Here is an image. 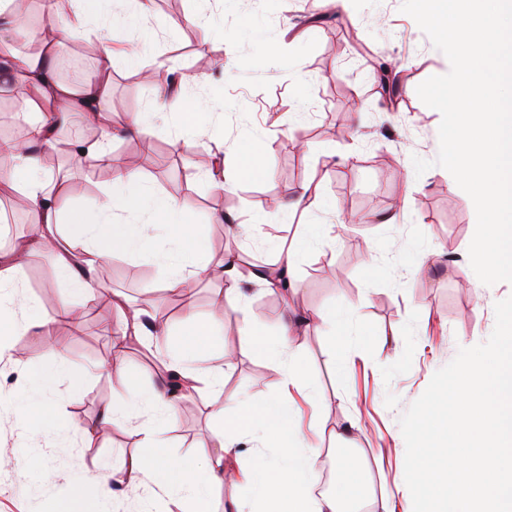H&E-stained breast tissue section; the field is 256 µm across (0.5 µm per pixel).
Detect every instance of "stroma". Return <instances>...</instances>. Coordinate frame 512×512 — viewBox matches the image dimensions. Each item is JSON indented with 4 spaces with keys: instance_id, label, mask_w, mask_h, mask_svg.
<instances>
[{
    "instance_id": "35a3bbf8",
    "label": "stroma",
    "mask_w": 512,
    "mask_h": 512,
    "mask_svg": "<svg viewBox=\"0 0 512 512\" xmlns=\"http://www.w3.org/2000/svg\"><path fill=\"white\" fill-rule=\"evenodd\" d=\"M402 2L339 0L327 11L322 0H154L144 21L118 27L112 143L140 164L142 189L176 199L184 220L200 225L196 246L212 272L198 279L187 308L161 287L152 253L113 258L102 291L82 302L81 324L56 323L67 376L47 397L29 400L25 420L13 409L16 394L40 385L36 366L47 355L37 327L16 328L22 310L12 304V316L0 318V335L16 343L24 360L0 361V458L26 460L29 472L23 478L0 470V512H57L75 475L137 453L144 414L90 441L77 432L45 436L35 423L47 415L91 423L111 406L112 379L97 365L111 352L113 329L122 319L116 303L136 306L149 285L156 313L176 335L187 313L203 318L223 308L204 355L223 367L225 392L251 403L288 394L268 358L247 343L246 326L274 336L287 309L300 316L345 313L348 344L312 328L296 337L293 349L318 395L288 396L309 442L351 449L373 497L400 500L406 451L400 417L459 348L488 339L495 303L512 296V283L485 285L470 266L476 214L466 197L432 169L408 179L389 176L412 157H437L441 115L419 99L417 87L450 70L445 54L402 12ZM317 14L321 22L312 23ZM197 16L205 26L194 24ZM376 59L388 68L391 92L381 89ZM150 69L166 78L189 74L194 81L187 95L210 98L204 121L223 139L221 164L230 189L212 187L206 175L211 154L202 146L181 150L177 128L160 125L143 137L126 133L127 116L155 101V84L140 79ZM248 132L258 136L271 171L239 181ZM44 166L60 171L61 193L86 216L112 183L111 170L101 163L69 166L62 155L49 154ZM304 189L308 200L289 213L288 204ZM349 206L399 215L392 224H354L341 217ZM258 215L264 222L249 234L232 232L227 223L232 217L245 224ZM282 245L297 248L288 295L252 284L242 303L225 300L215 271L226 254L274 268ZM22 293L46 309L68 300L46 251L28 254ZM123 360L129 383L144 388L167 358L150 341L132 338ZM212 400L206 392L182 400L167 433L169 454L204 463L220 428ZM353 418L360 431L344 434Z\"/></svg>"
}]
</instances>
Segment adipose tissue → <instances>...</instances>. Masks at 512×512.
<instances>
[{
    "mask_svg": "<svg viewBox=\"0 0 512 512\" xmlns=\"http://www.w3.org/2000/svg\"><path fill=\"white\" fill-rule=\"evenodd\" d=\"M153 0H72L73 7L61 24H49L40 31H31L22 19L19 0H0V91L11 88L14 77H22L32 95L17 102L19 116L30 125L29 138L23 142L1 141L0 155L10 166L0 171V185L13 190L27 202L31 222L37 231L29 243L10 253H0V294L11 293L24 279L25 259L34 248L51 252L62 283L69 288L72 303L60 304L51 310H35L32 325L41 330L44 346L52 361L49 379H60L65 370L66 354L52 334L53 325L61 319L79 321L82 310L76 297L97 293L101 267L120 254L155 252L164 288L191 296V281L205 271L206 265L197 251L183 249L178 262H171L166 252L157 250L155 230L160 220H167L182 241L197 238L199 228L179 220V205L171 198L148 192L127 193L131 184L142 181L136 163L115 155L112 136L86 149L73 151L76 159L104 162L112 171V185L96 204L94 218L71 212L66 200L54 190V179L41 163L46 154L60 150L61 125L72 114H80L90 123L108 126L112 69L118 59L112 48L115 39L113 20L124 15L137 23L145 19ZM95 37L100 44L95 74L80 87L60 82L55 72V47L61 39ZM38 43L35 54L20 57L13 43ZM205 97L187 98L182 111L135 112L127 119L126 131L131 135L149 133L154 123L177 127L179 144L188 151L200 143L199 121L208 112ZM224 295L236 300L246 297L244 285L263 283L267 289L278 286V280L259 271H242L239 255L224 258ZM224 318L215 311L207 320L190 318L179 342L180 351L171 363L172 379L146 390L132 388L119 379L113 385L111 408L102 413V420L115 425L130 417L150 412L151 417L140 429L141 444L153 449L152 457L131 456L113 472H101L95 478L75 476L68 494L60 501L58 512H85L87 500H95L98 512H109V503L116 484L146 485L160 482L164 495L187 502L188 512H210V493L214 488L229 485L246 489L247 494L232 500L231 512H341L343 504L359 495L363 476L356 459L340 461L339 469L351 474L352 482L336 483L331 494L314 498L311 488L316 479L320 451L309 446L296 431L295 414L283 400L271 399L252 406L237 395L224 396V369L203 363V340ZM297 323L291 314H283L280 332L268 337L249 328L245 334L251 346L270 357L284 380L296 387L307 381L291 351ZM151 337L156 347L169 345V330L157 320L149 307L133 310L115 332L111 360L99 363L103 372L119 366L123 342L127 336ZM198 391L215 394L213 416L222 428L216 436L217 449L205 464L195 467L171 456L164 450L166 434L176 417L179 401ZM248 438L256 442L251 456H244L237 441Z\"/></svg>",
    "mask_w": 512,
    "mask_h": 512,
    "instance_id": "adipose-tissue-1",
    "label": "adipose tissue"
}]
</instances>
